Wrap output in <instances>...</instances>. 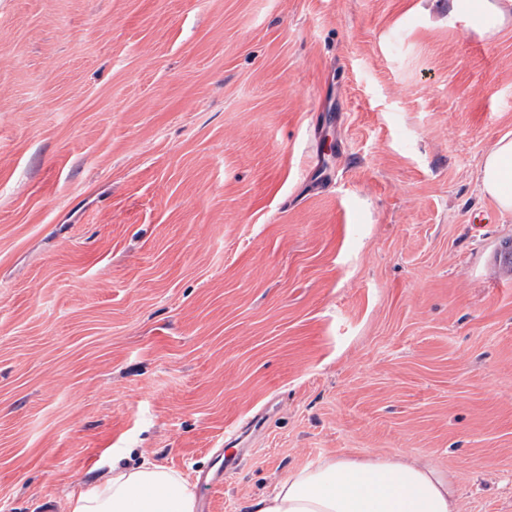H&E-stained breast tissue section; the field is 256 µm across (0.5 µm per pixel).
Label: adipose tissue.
Returning <instances> with one entry per match:
<instances>
[{
	"label": "adipose tissue",
	"mask_w": 512,
	"mask_h": 512,
	"mask_svg": "<svg viewBox=\"0 0 512 512\" xmlns=\"http://www.w3.org/2000/svg\"><path fill=\"white\" fill-rule=\"evenodd\" d=\"M449 12L480 19L492 36L512 21V0H449ZM479 188L499 208L512 212V138L486 153ZM193 486L158 466L113 467L90 492L71 499V512H193ZM246 512H459L447 472L423 458L324 457L292 470Z\"/></svg>",
	"instance_id": "adipose-tissue-1"
}]
</instances>
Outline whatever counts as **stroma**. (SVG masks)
I'll return each mask as SVG.
<instances>
[{
    "mask_svg": "<svg viewBox=\"0 0 512 512\" xmlns=\"http://www.w3.org/2000/svg\"><path fill=\"white\" fill-rule=\"evenodd\" d=\"M0 512L141 461L214 512L325 456L512 512V22L436 0H0ZM479 188L504 212H512V138L504 136L484 156ZM253 419L246 418L238 421L234 426L225 428L224 444H214L211 448L212 464L206 469L198 471L197 478L202 490L207 491L224 483V476L236 472L241 464V454H228L226 448H234L240 439L241 430L250 425Z\"/></svg>",
    "mask_w": 512,
    "mask_h": 512,
    "instance_id": "1",
    "label": "stroma"
}]
</instances>
